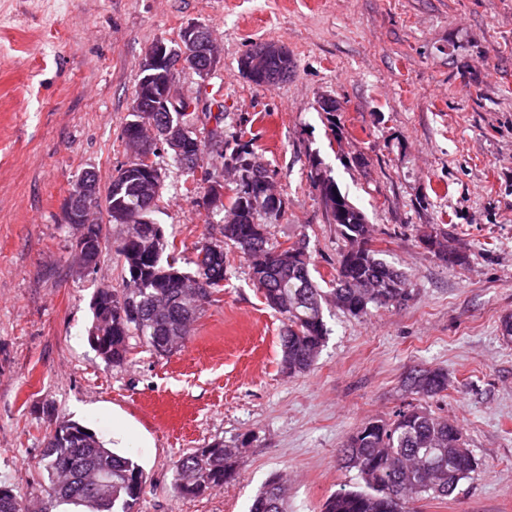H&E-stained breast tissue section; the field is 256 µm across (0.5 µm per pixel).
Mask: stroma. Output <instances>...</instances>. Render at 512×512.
I'll return each mask as SVG.
<instances>
[{"label": "stroma", "mask_w": 512, "mask_h": 512, "mask_svg": "<svg viewBox=\"0 0 512 512\" xmlns=\"http://www.w3.org/2000/svg\"><path fill=\"white\" fill-rule=\"evenodd\" d=\"M191 22L209 27L221 67L180 72L206 128L244 134L286 201L270 241L306 239L330 288L347 242L310 179L312 160L375 229V246L408 276L402 305L356 318L328 305L312 368H280L283 322L226 253V280L184 348L156 355L139 339L119 365L94 350L93 298L122 286L125 227L100 214L106 242L91 271L73 255L66 203L79 174L100 188L132 158L122 137L139 62ZM284 44L287 81L262 88L238 69L254 43ZM338 105L335 121L321 108ZM157 219L179 267L219 235L192 179L161 155ZM447 230L465 254L451 266L420 238ZM512 0H0V485L47 512V438L64 421L133 456L147 477L138 512H248L274 475L289 512H322L358 484L338 450L364 421L394 419L417 366L447 371L432 412L462 427L481 470L413 512H512ZM240 446L223 489L187 499L172 486L188 452Z\"/></svg>", "instance_id": "stroma-1"}]
</instances>
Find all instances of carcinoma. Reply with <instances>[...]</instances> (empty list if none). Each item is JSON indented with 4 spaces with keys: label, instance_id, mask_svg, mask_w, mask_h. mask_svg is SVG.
<instances>
[{
    "label": "carcinoma",
    "instance_id": "1",
    "mask_svg": "<svg viewBox=\"0 0 512 512\" xmlns=\"http://www.w3.org/2000/svg\"><path fill=\"white\" fill-rule=\"evenodd\" d=\"M169 73L161 68L148 80L139 72L134 97L138 111L123 127V138L132 143L144 133L140 120L159 123L166 113L157 111L161 87ZM208 140L195 138L173 163L191 173L200 166L207 142L224 145V163L243 162L254 154L251 143L235 138L234 146L224 142V130L208 131ZM131 161L116 170L105 198L93 194L95 207H105L110 223L129 214L153 220L157 198L136 191L138 169ZM196 188L209 196L225 190L224 178L204 172ZM229 213L235 221L222 225V239L204 237L195 245V273L176 267L165 257L175 251V242L165 232L147 245L123 238L118 245L128 276L122 288L100 289L93 301L94 317L100 319L112 309V327L96 337L95 350L119 365L127 358L129 340L137 337L161 356H169L189 341L193 323L205 304L214 301L224 287L226 250L234 248L252 260L251 278L267 305L285 323L280 336L282 356L288 358V373L311 370L323 346L328 328L323 304L335 305L353 316H363L373 308L409 301L412 291L404 272L381 257L373 245V225L356 205L327 210L348 242L336 266V287L326 293L312 276L305 241L286 248L270 244L271 225L284 210L279 203L270 214L254 207L246 191L230 188ZM80 236L92 243L95 252L104 243L101 224H79ZM420 241L438 259L457 266L467 257L449 248L448 233H425ZM220 242V256L213 258L211 245ZM403 387L416 396L392 421L362 423L339 449L343 468L357 472L360 484L327 498L322 512H410L408 504L423 498H446L462 480L472 478L481 463L473 453L462 454L466 446L461 428L419 404L448 390V374L440 368H415L403 379ZM80 424H60L49 438L44 468L50 481L48 495L60 504L81 508V512H135L145 480L141 466L132 458L112 451L99 439L76 442L65 435ZM239 448L214 442L182 456L175 464L173 488L184 498H195L219 490L232 481L239 465ZM288 486L282 476L270 478L253 499L249 512H287ZM0 512H28V505L15 495H0Z\"/></svg>",
    "mask_w": 512,
    "mask_h": 512
}]
</instances>
